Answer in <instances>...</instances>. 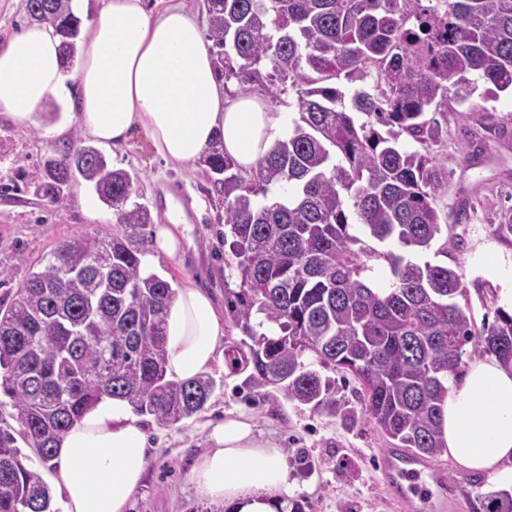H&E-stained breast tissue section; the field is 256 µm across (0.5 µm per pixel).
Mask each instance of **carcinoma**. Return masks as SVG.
I'll return each instance as SVG.
<instances>
[{"label":"carcinoma","instance_id":"cac0c4a2","mask_svg":"<svg viewBox=\"0 0 512 512\" xmlns=\"http://www.w3.org/2000/svg\"><path fill=\"white\" fill-rule=\"evenodd\" d=\"M47 4L70 65L80 37L72 0ZM221 77L271 93L291 83L299 120L250 179L218 146L202 157L224 197L239 290L224 306L245 338L224 361L253 389L336 414L320 369L358 383L363 418L394 447L423 460L448 452L441 417L464 347L512 367V313L477 325L459 272L420 263L443 233L437 200L448 170L431 153L435 114L466 101L469 75L512 92V0H203ZM64 154L33 175L35 195L61 204L82 178L122 232L60 243L8 302H0V393L25 442L46 464L69 427L104 396L173 426L201 413L215 382L167 375L169 281L142 267L151 223L128 188L134 177L102 155L81 166ZM280 192L269 195L270 187ZM263 200H257V197ZM110 254L105 270L93 265ZM389 268L382 280L375 268ZM0 512H54L41 474L0 429ZM482 512H512V493Z\"/></svg>","mask_w":512,"mask_h":512}]
</instances>
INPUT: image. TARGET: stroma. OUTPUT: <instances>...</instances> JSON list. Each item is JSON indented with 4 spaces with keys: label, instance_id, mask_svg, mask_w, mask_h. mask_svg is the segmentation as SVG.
Returning a JSON list of instances; mask_svg holds the SVG:
<instances>
[{
    "label": "stroma",
    "instance_id": "obj_1",
    "mask_svg": "<svg viewBox=\"0 0 512 512\" xmlns=\"http://www.w3.org/2000/svg\"><path fill=\"white\" fill-rule=\"evenodd\" d=\"M503 122L505 137L482 131L476 104ZM74 101L52 99L41 109L40 123L23 128L0 115V180L15 181L17 191L0 195V298L10 299L36 271L38 262L61 242L78 233L110 230L115 218L85 181L73 184L67 199L53 205L34 195L28 182L48 157L88 145V136L74 137ZM438 120L443 137L432 152L448 170V187L438 200L441 221L455 243L448 253L427 252L431 262L458 267L468 290L476 322H493L498 288L512 278V236L494 230L496 207H512V94L485 95L477 84L470 102H449ZM112 167L135 173L136 200L150 211L153 224L141 244L144 266L172 288L207 290L216 307L224 305L225 289H238L236 260L224 245V200L203 164L179 166L155 158L145 134L127 146H101ZM472 155L462 162V152ZM188 220V239L176 257L158 254L156 225L166 223L169 207ZM214 392L205 410L164 427L150 416L140 421L147 435L148 465L130 512H215L199 501L189 480L194 460L210 446L208 425L242 415L258 437L275 442L288 458L293 498L304 512H402L385 488L380 471L388 442L362 418L353 380L333 373V395L342 410L328 414L288 400L275 388L257 391L225 364L214 366ZM433 465L447 481L455 512H472L477 495L500 490L494 473L469 472L448 457Z\"/></svg>",
    "mask_w": 512,
    "mask_h": 512
}]
</instances>
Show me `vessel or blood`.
<instances>
[{"instance_id": "obj_1", "label": "vessel or blood", "mask_w": 512, "mask_h": 512, "mask_svg": "<svg viewBox=\"0 0 512 512\" xmlns=\"http://www.w3.org/2000/svg\"><path fill=\"white\" fill-rule=\"evenodd\" d=\"M426 468V463L398 449L384 453V479L387 487L398 496L403 512H446V483L437 477L433 478L431 484L422 483L421 477Z\"/></svg>"}]
</instances>
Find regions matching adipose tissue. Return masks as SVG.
I'll return each mask as SVG.
<instances>
[{
  "label": "adipose tissue",
  "instance_id": "obj_1",
  "mask_svg": "<svg viewBox=\"0 0 512 512\" xmlns=\"http://www.w3.org/2000/svg\"><path fill=\"white\" fill-rule=\"evenodd\" d=\"M71 90L75 122L97 142L117 148L140 128L174 165L195 163L215 145L249 173L282 132L280 117L256 96L226 98L209 44L176 2L154 15L142 0H106L73 78L50 23L28 25L0 48V115L36 125L41 107ZM165 337L173 378L219 363L224 322L211 295L192 287L175 293ZM441 437L458 467L495 471L512 486V369L487 356L449 379ZM209 440L190 470L200 499L225 512H286L292 487L281 448L236 418L214 426ZM146 467L145 434L129 404L103 398L69 428L53 460L62 512H129Z\"/></svg>",
  "mask_w": 512,
  "mask_h": 512
}]
</instances>
